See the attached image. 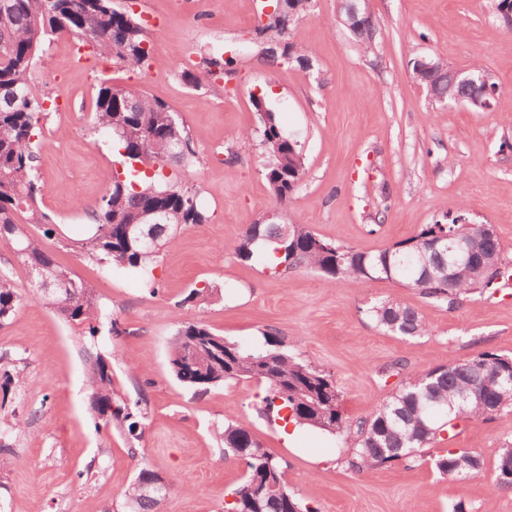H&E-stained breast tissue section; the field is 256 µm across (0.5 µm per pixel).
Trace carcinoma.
Here are the masks:
<instances>
[{
    "label": "carcinoma",
    "instance_id": "obj_1",
    "mask_svg": "<svg viewBox=\"0 0 512 512\" xmlns=\"http://www.w3.org/2000/svg\"><path fill=\"white\" fill-rule=\"evenodd\" d=\"M376 23L368 20L355 33L363 50L372 49ZM47 36H68L87 45L97 57L111 59L129 70L142 68L152 48L134 14L115 7L113 0H0V241L15 244V256L26 269L44 271L57 285L35 289L34 298L64 321L84 328L91 337L102 330L117 332L116 319L102 307L93 286L69 269L58 265L43 239L64 237L58 224L41 206L43 184L35 165L42 120L47 116L44 99L34 91L31 72L44 51ZM252 44L259 58L275 67L296 62L309 63L306 49L290 42L287 28L272 17L256 29ZM237 59L219 51L207 52L184 72L198 87L218 74L235 72ZM414 79L427 86L439 102L450 97H472L469 86L412 69ZM131 91L104 82L97 91L92 130L108 136L122 155L123 172L108 176L109 190L102 197L92 230L81 239L67 240L86 259L103 269L114 267L141 274L150 293H156L150 263L160 247L176 238L181 226L208 221L198 204L197 192L163 174L166 166L191 167L197 153L189 133L170 107L138 93L137 107L130 110L126 97ZM260 145L266 157L265 178L277 201L284 205L297 187L288 178L302 180L305 158L299 146H290L275 113H259ZM42 227V237L31 236L26 225ZM152 229L154 241L135 239L134 229ZM282 224H249L229 250L245 263H261L275 273L286 275L297 268H309L340 284L356 286L374 279H395L424 298L448 309L456 308L473 294L491 288L503 276L502 248L491 238L466 265L455 268L448 281V252L430 244L448 235L458 240L481 233L480 227L464 224H427L418 235L367 252L326 239L305 224L291 225L288 252L279 255ZM336 247L325 252L318 242ZM25 301L12 275L0 270V326L11 320ZM375 322L394 334L419 338L428 328L419 313L392 298L370 308ZM169 363L176 378L196 391H207L229 381L255 379L265 384V396L258 413L281 418L282 410L296 408L292 422L312 426L341 437L355 436L347 463L356 471L375 469L393 461L408 460L418 449L442 438L447 432L470 422H486L512 408V356L483 352L453 365H439L422 374L409 376L390 399L367 418L351 425L343 418L340 393L332 376L302 361L280 341L265 336V343L244 349L213 332L204 324L180 326L170 342ZM16 360L0 354V389L20 381ZM87 406L96 427H116L129 443L139 440L138 429L145 412L132 409L116 393L112 362L101 354L86 360ZM225 450L245 461L242 483L233 490L227 512H317L299 499L285 481L287 465L272 455L245 426L229 423L220 432ZM16 459L13 444L0 442V512H6L8 491L3 475ZM436 470L457 476L479 471L484 462L463 448H441L433 458ZM493 490L512 489V442L502 444L494 465ZM160 477L142 469L124 491L123 512H159L168 490L157 491L148 484Z\"/></svg>",
    "mask_w": 512,
    "mask_h": 512
}]
</instances>
